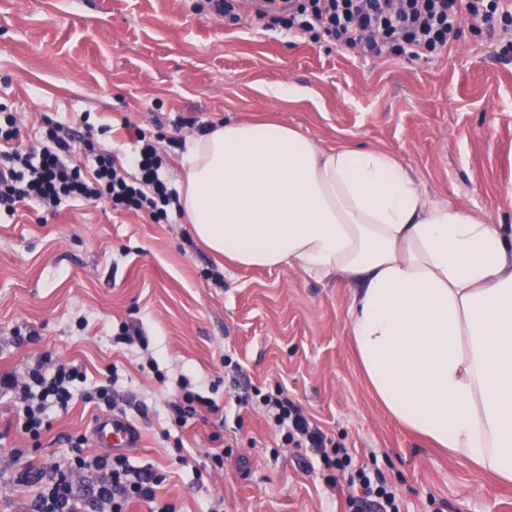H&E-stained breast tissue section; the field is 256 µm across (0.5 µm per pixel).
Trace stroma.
<instances>
[{
  "mask_svg": "<svg viewBox=\"0 0 512 512\" xmlns=\"http://www.w3.org/2000/svg\"><path fill=\"white\" fill-rule=\"evenodd\" d=\"M202 0H0V103L32 143L43 116L90 113L110 126L118 158L135 129L158 138L170 182L198 123L274 121L322 145L397 156L436 202L466 206L512 242V53L485 27L463 24L427 60L366 58L327 41L288 40L249 16L231 24ZM285 85L292 96L267 91ZM349 288L296 267L240 268L215 257L182 217L154 223L105 203L69 201L42 218H0V373L29 362L80 368L85 388L114 378L112 412L140 433L134 467L166 474L159 499L177 512H353L346 481L315 451L282 445L263 408L240 407L244 387L282 385L354 463L380 470L401 512H512L499 484L393 419L364 379L348 331ZM145 346L117 342L121 324ZM36 332L35 341L18 334ZM239 362V373L225 358ZM226 408L173 426L180 378ZM19 407L0 395V512H35L39 482L64 436L89 435L96 402L76 399L39 440L21 434ZM224 467L213 470V449Z\"/></svg>",
  "mask_w": 512,
  "mask_h": 512,
  "instance_id": "35a3bbf8",
  "label": "stroma"
}]
</instances>
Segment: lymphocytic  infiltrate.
Here are the masks:
<instances>
[{
	"label": "lymphocytic infiltrate",
	"mask_w": 512,
	"mask_h": 512,
	"mask_svg": "<svg viewBox=\"0 0 512 512\" xmlns=\"http://www.w3.org/2000/svg\"><path fill=\"white\" fill-rule=\"evenodd\" d=\"M258 22L300 38L330 37L338 46L379 58L397 54L411 59L439 54L457 40L464 23L487 27L500 37H512V0H288L282 11L262 12ZM106 126L81 117L77 127L44 117L38 144L18 149V119L0 104V211L12 215L24 207L54 211L64 201H102L113 210L144 211L158 223L179 210L177 191L164 171V158L154 141L137 132L126 161H118L100 141ZM92 161L90 171L74 165L76 149ZM82 379L74 366L48 367L45 358L31 363L23 378L0 374V392L13 394L23 404L18 421L30 438H40L52 426L49 409L68 410L74 388ZM284 445L317 449L326 469L345 473L354 494L350 505L370 512H400L394 489L367 466H353L347 448L315 426L282 388L256 391ZM61 459L37 472L43 482L37 512H72L81 491L75 474L96 479L93 512H124L132 501L143 500L151 512H176L173 503L158 500L162 474L152 468L132 467L122 455L85 454L84 438H69Z\"/></svg>",
	"instance_id": "lymphocytic-infiltrate-1"
}]
</instances>
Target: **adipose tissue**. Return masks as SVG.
Wrapping results in <instances>:
<instances>
[{
    "instance_id": "adipose-tissue-1",
    "label": "adipose tissue",
    "mask_w": 512,
    "mask_h": 512,
    "mask_svg": "<svg viewBox=\"0 0 512 512\" xmlns=\"http://www.w3.org/2000/svg\"><path fill=\"white\" fill-rule=\"evenodd\" d=\"M178 191L194 236L248 268L351 286L365 379L405 427L512 483V245L431 201L391 153L273 122L190 138Z\"/></svg>"
}]
</instances>
